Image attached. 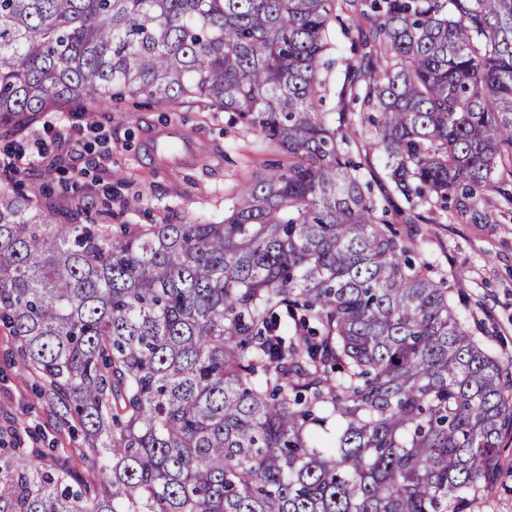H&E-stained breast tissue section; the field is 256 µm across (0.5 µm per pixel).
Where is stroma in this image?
Here are the masks:
<instances>
[{"label": "stroma", "mask_w": 512, "mask_h": 512, "mask_svg": "<svg viewBox=\"0 0 512 512\" xmlns=\"http://www.w3.org/2000/svg\"><path fill=\"white\" fill-rule=\"evenodd\" d=\"M329 31L330 50L322 76L327 83L321 109L338 112V93L349 65H362L347 27L361 24L359 12L343 13ZM230 112L168 109L144 99H125L86 116L83 103L49 112L22 135L31 164L8 167L9 149L0 143V186L17 180L41 207L61 209L73 224H186L223 220L229 200L242 184L285 162L277 148L261 141ZM347 148L366 163L373 198L402 226L408 203L387 195L390 181L378 154L368 153L374 130L358 112L347 130ZM488 223L458 217L455 208H436L423 225V257L447 279L452 302L475 335L484 337L503 362L512 361V205L489 207ZM40 378L23 364L20 343L0 324V425L23 424L48 453L51 467L76 456L80 432L50 405ZM494 480L465 512H512V436Z\"/></svg>", "instance_id": "35a3bbf8"}]
</instances>
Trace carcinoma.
Segmentation results:
<instances>
[{"label":"carcinoma","instance_id":"obj_1","mask_svg":"<svg viewBox=\"0 0 512 512\" xmlns=\"http://www.w3.org/2000/svg\"><path fill=\"white\" fill-rule=\"evenodd\" d=\"M338 0H0V140L146 96L233 112L286 164L219 224H66L0 187V321L79 421L47 468L0 426V512H463L512 434V371L472 336L414 225L363 193L331 120ZM369 149L410 205L512 173V0H371Z\"/></svg>","mask_w":512,"mask_h":512}]
</instances>
